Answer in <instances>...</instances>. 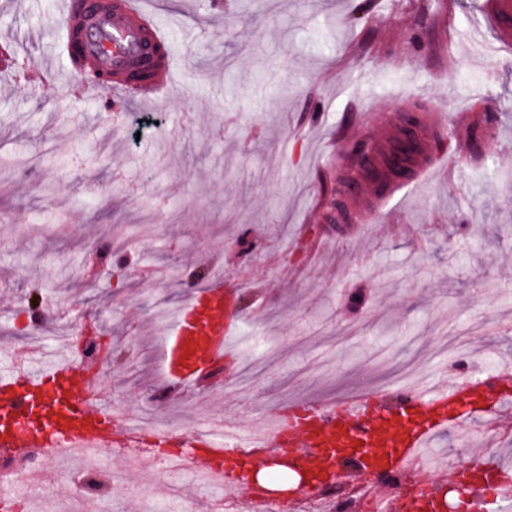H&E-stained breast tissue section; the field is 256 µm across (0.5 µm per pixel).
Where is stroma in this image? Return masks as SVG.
I'll use <instances>...</instances> for the list:
<instances>
[{"label":"stroma","mask_w":512,"mask_h":512,"mask_svg":"<svg viewBox=\"0 0 512 512\" xmlns=\"http://www.w3.org/2000/svg\"><path fill=\"white\" fill-rule=\"evenodd\" d=\"M58 0H0V369L75 340L71 308L116 359L96 376L112 402L180 431L206 411L240 427L280 403L388 388L402 372L455 384L512 367V43L486 0H144L172 51V93L82 95L55 45ZM429 105L451 141L435 171L385 204V221L350 236L322 203L349 128L381 138L410 101ZM500 114L468 163L460 113ZM112 243L111 255L97 251ZM242 317L212 389L154 404L160 348L176 311L215 278ZM39 329L19 331L32 290ZM495 440L512 457V418L492 433L462 425L432 442L442 461ZM95 470L112 512H217L197 471L158 472L139 496L131 456Z\"/></svg>","instance_id":"35a3bbf8"}]
</instances>
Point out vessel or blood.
I'll use <instances>...</instances> for the list:
<instances>
[{
  "label": "vessel or blood",
  "mask_w": 512,
  "mask_h": 512,
  "mask_svg": "<svg viewBox=\"0 0 512 512\" xmlns=\"http://www.w3.org/2000/svg\"><path fill=\"white\" fill-rule=\"evenodd\" d=\"M490 15L503 39L512 38V0H489ZM95 11L104 20L112 40V59L130 68L136 53L128 46L137 37L132 24L142 14L141 0H128L121 9L112 0H96ZM396 147L390 164L408 168L410 180H418L434 168V156L424 142L408 143L399 129H392ZM385 164L378 154H368L362 162L364 177L346 191L350 204H357L382 190ZM232 291L217 282L200 294L194 303L180 310L172 335L161 349V360L170 391L181 394L185 383H202L222 371L233 318L228 306ZM53 389L44 401L46 429L11 432L0 440L6 448H56L63 445L95 451L111 446L116 435L112 413L92 399L95 389L87 369L73 367L71 360L50 363L25 375L0 374V405L15 409L27 404L31 392ZM512 401L498 394L496 381L476 377L466 385L440 386L417 383L409 398L394 407L386 406L381 391L361 389L346 396L312 398L289 402L271 417L256 418L248 442H241L225 428L221 419L209 422L211 431L153 430L158 448L192 449L191 462L209 475L221 477L225 490L243 484L244 467L258 461L257 451L273 449L275 457L286 461L303 476L304 492L317 489L324 480L340 479L325 449L338 447L347 457L361 459L371 472H397L420 464L421 452L440 433L457 423L456 409L472 413L496 414ZM506 474L500 464L483 455H469L457 462L448 476V485L462 488L467 496L465 512H486L488 505L512 499V489L503 484ZM440 490L434 484L410 486L405 512H439Z\"/></svg>",
  "instance_id": "b4317fda"
}]
</instances>
